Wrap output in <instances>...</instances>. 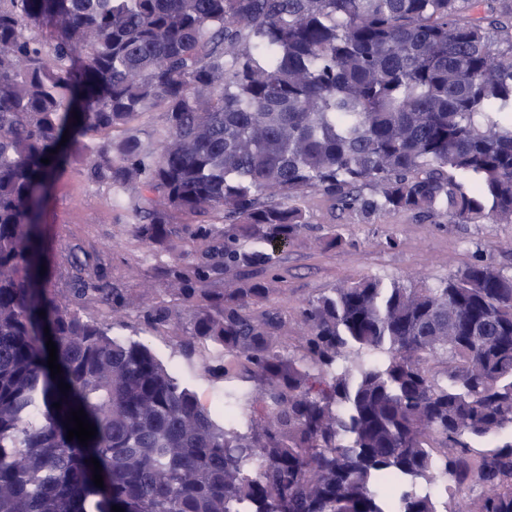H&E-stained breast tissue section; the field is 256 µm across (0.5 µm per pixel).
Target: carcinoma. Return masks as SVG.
<instances>
[{"label": "carcinoma", "instance_id": "obj_1", "mask_svg": "<svg viewBox=\"0 0 512 512\" xmlns=\"http://www.w3.org/2000/svg\"><path fill=\"white\" fill-rule=\"evenodd\" d=\"M64 135L173 254L182 308L146 322L186 315L203 372L257 381L224 411L84 315L120 289L30 287ZM317 193L364 224H512V0H0V512H512V273L362 277L299 305L294 346L249 274Z\"/></svg>", "mask_w": 512, "mask_h": 512}]
</instances>
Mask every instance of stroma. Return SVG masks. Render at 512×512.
Wrapping results in <instances>:
<instances>
[{
  "instance_id": "1",
  "label": "stroma",
  "mask_w": 512,
  "mask_h": 512,
  "mask_svg": "<svg viewBox=\"0 0 512 512\" xmlns=\"http://www.w3.org/2000/svg\"><path fill=\"white\" fill-rule=\"evenodd\" d=\"M84 155L67 157L51 182L40 228L44 245L45 287L66 292L79 280L91 279L126 289L131 307L90 309L91 317L111 328L114 336L142 342L179 375L190 377L200 402L215 410L224 403L229 381L222 374H200L204 349L185 355L175 330L145 326V311L167 299L161 269L169 254L139 242L130 225L117 218L111 189L90 183ZM311 222L287 250L276 256V268L261 273L270 287V303L295 311L305 299L367 275L419 276L438 282L477 259L512 272V224H436L411 214L359 224L331 217L327 203L309 198ZM399 245L384 246L386 232ZM342 244H334L335 236Z\"/></svg>"
}]
</instances>
